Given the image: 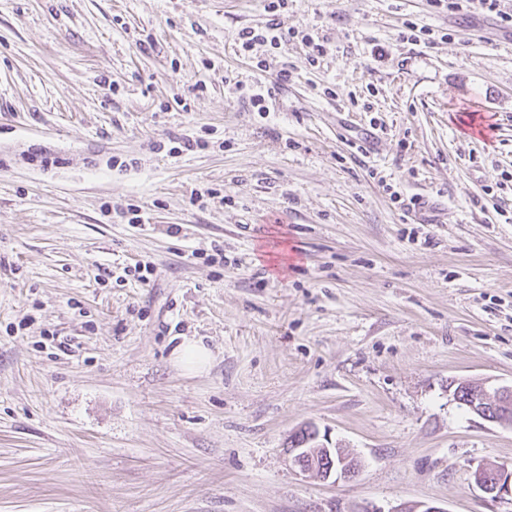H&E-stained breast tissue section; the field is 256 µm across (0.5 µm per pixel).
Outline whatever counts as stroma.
Returning <instances> with one entry per match:
<instances>
[{
	"mask_svg": "<svg viewBox=\"0 0 512 512\" xmlns=\"http://www.w3.org/2000/svg\"><path fill=\"white\" fill-rule=\"evenodd\" d=\"M267 19L0 0V512H512L473 480L512 470V428L452 388L512 387V27L288 0L283 27L325 39L313 65L298 39L239 53ZM283 67L268 113L236 93ZM189 340L203 371L174 361ZM307 426L355 477L292 462Z\"/></svg>",
	"mask_w": 512,
	"mask_h": 512,
	"instance_id": "obj_1",
	"label": "stroma"
}]
</instances>
